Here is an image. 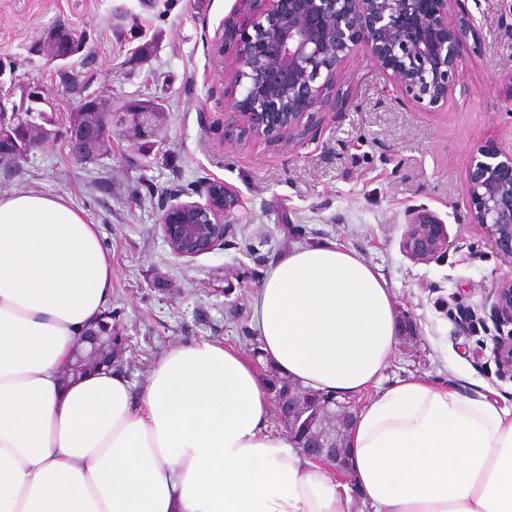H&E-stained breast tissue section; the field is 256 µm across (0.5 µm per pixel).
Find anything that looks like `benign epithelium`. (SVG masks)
<instances>
[{
    "label": "benign epithelium",
    "instance_id": "7a95c632",
    "mask_svg": "<svg viewBox=\"0 0 512 512\" xmlns=\"http://www.w3.org/2000/svg\"><path fill=\"white\" fill-rule=\"evenodd\" d=\"M266 8L252 15L253 33L236 49L235 88L241 98L231 104L227 126L241 128L271 144L306 132L316 111L330 104L328 92L343 78L342 64L361 53L390 73L394 83L427 109L448 102L460 80L461 33L448 22L457 0H264ZM0 62V166L29 148L6 126H39L45 103L35 90L13 100L15 80L4 79ZM99 96L80 93L73 111L100 109ZM144 138L156 136L154 113L138 110ZM472 221L503 260L512 263V148L484 149L466 170ZM241 206L238 196L222 182L206 190L205 202H178L166 207L159 228L170 253L193 259L224 246L227 218ZM448 233L441 220L426 210L411 213L402 237L404 254L427 262L448 250ZM493 361L500 377L512 379V273L501 276L489 294ZM125 339L115 335L103 317L79 339L68 370L81 374L101 364H117ZM275 412L288 439L310 459L327 465L348 482L346 437L353 405L320 394L308 400L298 385L278 393Z\"/></svg>",
    "mask_w": 512,
    "mask_h": 512
}]
</instances>
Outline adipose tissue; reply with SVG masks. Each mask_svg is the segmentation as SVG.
Here are the masks:
<instances>
[{
  "label": "adipose tissue",
  "mask_w": 512,
  "mask_h": 512,
  "mask_svg": "<svg viewBox=\"0 0 512 512\" xmlns=\"http://www.w3.org/2000/svg\"><path fill=\"white\" fill-rule=\"evenodd\" d=\"M112 296L97 225L64 196L0 194V512H512V413L409 376L384 384L400 323L387 282L332 241L279 256L253 297L266 364L366 395L351 485L270 426L236 349L172 350L134 390L65 370Z\"/></svg>",
  "instance_id": "adipose-tissue-1"
}]
</instances>
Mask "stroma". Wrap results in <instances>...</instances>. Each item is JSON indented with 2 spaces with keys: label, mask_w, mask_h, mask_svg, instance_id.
Masks as SVG:
<instances>
[{
  "label": "stroma",
  "mask_w": 512,
  "mask_h": 512,
  "mask_svg": "<svg viewBox=\"0 0 512 512\" xmlns=\"http://www.w3.org/2000/svg\"><path fill=\"white\" fill-rule=\"evenodd\" d=\"M461 85L426 110L368 57L343 65L345 106L318 114L309 132L276 147L223 133L235 96L225 28H249L238 0H0V61L17 89L39 87L54 115L70 111V86L119 107L162 103L149 155L112 137L94 160L74 159L65 132L0 174V194L66 196L99 228L112 256V325L128 340L123 371L144 387L169 351L203 342L247 352L252 298L269 265L296 246L333 241L359 253L391 286L416 341L399 340L386 375L423 377L512 409V381L498 378L488 293L511 270L473 224L470 158L512 145V0H458ZM63 26L86 37L59 78L40 46ZM223 181L242 205L221 249L173 257L158 222L166 202L204 201ZM426 209L444 224L446 254L417 263L401 249L409 215ZM473 316L469 331L461 314Z\"/></svg>",
  "instance_id": "stroma-1"
}]
</instances>
